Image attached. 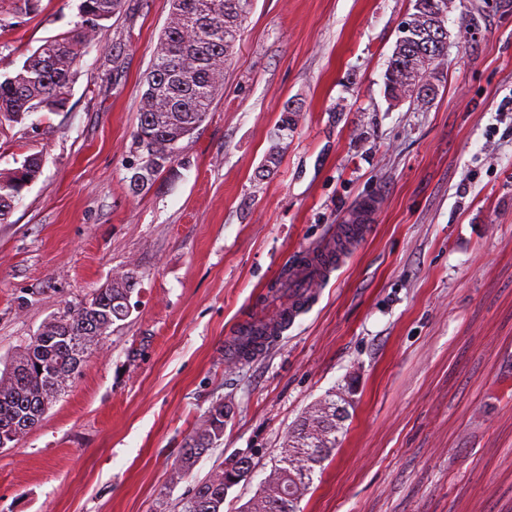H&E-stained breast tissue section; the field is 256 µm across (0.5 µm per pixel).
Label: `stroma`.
I'll use <instances>...</instances> for the list:
<instances>
[{
    "mask_svg": "<svg viewBox=\"0 0 512 512\" xmlns=\"http://www.w3.org/2000/svg\"><path fill=\"white\" fill-rule=\"evenodd\" d=\"M79 4L41 0L0 29V73L72 29ZM413 4L252 0L182 160L137 192L130 146L168 0H127L64 107L0 133V172L43 160L0 223V370L45 321L140 273L128 317L0 449V512H178L247 456L224 499L241 512L305 410L341 389L345 432L302 512H512V0H451L423 108L384 93ZM369 200L367 235L312 305L228 364L238 328L287 303L294 257ZM219 402L223 436L179 477Z\"/></svg>",
    "mask_w": 512,
    "mask_h": 512,
    "instance_id": "stroma-1",
    "label": "stroma"
}]
</instances>
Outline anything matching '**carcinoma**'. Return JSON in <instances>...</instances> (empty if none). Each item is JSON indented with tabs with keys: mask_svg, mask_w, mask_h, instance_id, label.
<instances>
[{
	"mask_svg": "<svg viewBox=\"0 0 512 512\" xmlns=\"http://www.w3.org/2000/svg\"><path fill=\"white\" fill-rule=\"evenodd\" d=\"M170 13L144 80L131 153L130 183L142 188L179 160L182 142L206 119L224 86V65L231 55L251 0H169ZM125 0H81V21L74 29L50 37L26 56L11 74L0 75V130L22 123L34 112H56L64 106L76 66L85 49L104 36V22L119 13ZM387 72L385 93L391 99L424 106L436 92L444 67L448 29L438 25L431 0H415L403 22ZM41 158L26 156L7 174L0 173V223L41 172ZM138 284L132 268L117 274L86 301L42 325L41 343L26 345L13 359L9 380L0 378V424L9 423L39 396L52 404L62 387L58 379L78 372L82 362L70 354L69 341L93 329L107 335L128 317L127 300ZM344 418L336 416V392L312 404L288 433L283 451L262 488L242 512H299L298 502L339 443ZM224 435V404L188 437L178 473L186 475ZM224 473L199 481L182 512H223Z\"/></svg>",
	"mask_w": 512,
	"mask_h": 512,
	"instance_id": "cac0c4a2",
	"label": "carcinoma"
}]
</instances>
